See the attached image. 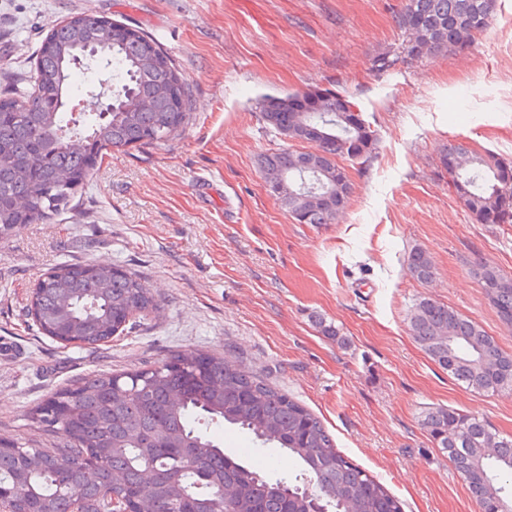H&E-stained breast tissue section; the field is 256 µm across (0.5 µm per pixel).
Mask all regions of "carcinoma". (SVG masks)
<instances>
[{"mask_svg":"<svg viewBox=\"0 0 512 512\" xmlns=\"http://www.w3.org/2000/svg\"><path fill=\"white\" fill-rule=\"evenodd\" d=\"M496 0H403L396 16L404 36L399 51H387L375 67L386 71L467 48L488 25ZM101 45L87 59L89 93L101 66L118 70L112 112L79 113L63 123L75 52ZM155 51L160 67L142 70L139 58ZM27 112H0V239L37 224L68 206L92 177L97 161L112 149L140 147L179 135L190 123L193 94L180 80L172 57L134 29L120 33L94 21L68 20L42 41ZM153 108L142 111L136 100ZM263 122L295 142L308 128L326 132L310 155L289 148L265 155L263 173L285 172L297 185L279 202L307 224H328L353 192L350 176L332 182L339 158L352 159L344 141L360 140L365 165L377 149V133L363 108L344 89L309 87L267 96ZM357 113V123L336 124V114ZM464 208L481 224H512V161L459 144L443 155ZM72 176L63 201L52 206L47 186ZM333 189L332 205L320 197ZM419 279L432 276L421 250L408 257ZM490 302L512 326V283L487 265L477 268ZM144 281L116 265L73 264L42 281L34 308L43 333L67 344L97 345L127 330L134 314L155 308ZM411 336L440 368L476 390L512 393V355L501 351L478 324L453 308L420 299L408 317ZM39 428L60 435L51 448L0 440V496L14 512H72L80 499L87 512H113V505L152 500L154 512H402L401 502L336 448L321 419L244 369L204 352H178L141 370L99 375L55 393L29 411ZM230 424L267 448L288 453L298 469L289 477H265L224 451L212 431ZM422 425L452 460L472 497L487 512H512V438L453 408L428 409Z\"/></svg>","mask_w":512,"mask_h":512,"instance_id":"cac0c4a2","label":"carcinoma"}]
</instances>
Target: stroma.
I'll return each mask as SVG.
<instances>
[{"label": "stroma", "mask_w": 512, "mask_h": 512, "mask_svg": "<svg viewBox=\"0 0 512 512\" xmlns=\"http://www.w3.org/2000/svg\"><path fill=\"white\" fill-rule=\"evenodd\" d=\"M402 0H0V98L23 99L39 45L73 16L139 28L175 61L194 95L185 132L105 156L80 198L0 240V438L46 447L28 412L99 374L202 351L263 377L320 417L337 448L404 512H478L421 424L431 407L512 435V395L457 382L414 341L421 298L479 324L512 354L475 274L512 279V224H480L448 185V146L512 160V0L465 50L380 73L401 43ZM340 86L373 116L374 158L350 169L354 194L329 224H300L264 183L262 155L287 148L257 110L266 95ZM427 253L433 275L407 268ZM79 263L123 266L156 309L100 345H62L28 314L40 275ZM339 328L323 335L320 323ZM225 451L261 475L281 456L225 426Z\"/></svg>", "instance_id": "35a3bbf8"}]
</instances>
